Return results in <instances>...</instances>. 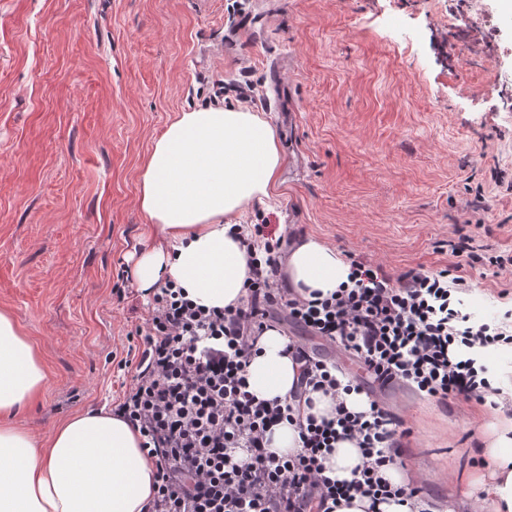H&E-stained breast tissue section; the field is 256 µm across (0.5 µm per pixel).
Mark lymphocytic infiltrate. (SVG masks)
<instances>
[{
  "mask_svg": "<svg viewBox=\"0 0 512 512\" xmlns=\"http://www.w3.org/2000/svg\"><path fill=\"white\" fill-rule=\"evenodd\" d=\"M268 225L254 227L245 245L251 277L242 306L207 309L167 283L153 294L140 334L139 371L115 407L151 445L157 494L149 512H335L340 499L372 502L417 498L409 484L382 473L401 459L404 434L390 411L371 401L350 412L339 392H365L367 382L400 385L447 402L485 399L492 389L471 360L451 357L455 344H512V331L471 325L451 301L447 271H411L390 280L370 264L352 261L351 287L306 300L285 283L281 242H268ZM266 238V260L254 257ZM287 321L351 355L364 379L347 377L335 360L311 354L298 340L288 348L300 363L294 401L260 400L245 372L258 338ZM336 397L333 418L303 416L308 390ZM295 423L301 447L271 452L270 433ZM354 440L364 463L351 480L331 479L324 461L339 440Z\"/></svg>",
  "mask_w": 512,
  "mask_h": 512,
  "instance_id": "f902f5d3",
  "label": "lymphocytic infiltrate"
}]
</instances>
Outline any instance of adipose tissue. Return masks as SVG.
I'll return each mask as SVG.
<instances>
[{
    "label": "adipose tissue",
    "instance_id": "obj_1",
    "mask_svg": "<svg viewBox=\"0 0 512 512\" xmlns=\"http://www.w3.org/2000/svg\"><path fill=\"white\" fill-rule=\"evenodd\" d=\"M282 161L273 127L257 113L218 103L178 113L153 140L139 175L148 244L130 271L137 291L150 294L171 281L197 305H241L249 268L234 218L268 198ZM283 273L302 297L327 296L348 283L351 265L310 234L289 243ZM287 344L275 327L259 337L246 372L257 399L291 401L299 366ZM464 354L497 391V407L480 429L491 471L476 480L495 512H512V348L476 345ZM45 381L38 352L0 309V512H148L155 462L139 429L112 410L69 416L43 445L11 424Z\"/></svg>",
    "mask_w": 512,
    "mask_h": 512
}]
</instances>
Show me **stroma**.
Masks as SVG:
<instances>
[{
  "label": "stroma",
  "instance_id": "35a3bbf8",
  "mask_svg": "<svg viewBox=\"0 0 512 512\" xmlns=\"http://www.w3.org/2000/svg\"><path fill=\"white\" fill-rule=\"evenodd\" d=\"M494 54L459 48L448 16L468 0H0V308L47 374L14 423L47 436L111 407L137 372L148 300L127 270L145 246L137 205L153 139L248 81L284 162L266 203L239 215L313 234L390 279L451 267L468 314L502 322L512 266V0H484ZM280 79H273V72ZM375 398L409 428L401 459L425 512L480 498L479 401L440 404L399 387Z\"/></svg>",
  "mask_w": 512,
  "mask_h": 512
}]
</instances>
